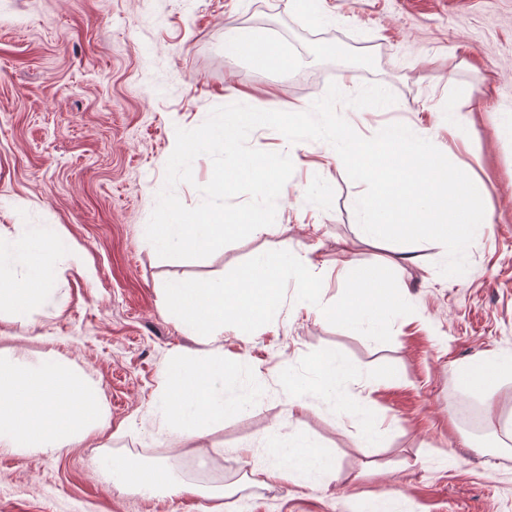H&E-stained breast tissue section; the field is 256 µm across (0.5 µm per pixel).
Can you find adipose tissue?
<instances>
[{
    "instance_id": "1",
    "label": "adipose tissue",
    "mask_w": 512,
    "mask_h": 512,
    "mask_svg": "<svg viewBox=\"0 0 512 512\" xmlns=\"http://www.w3.org/2000/svg\"><path fill=\"white\" fill-rule=\"evenodd\" d=\"M67 245L50 224H26L13 236L0 235V309L24 316L51 291L52 269ZM163 384L151 413L162 434L186 442L204 437L226 414L245 409L249 397L263 393V382L241 365L225 362L223 353L210 357L175 356L162 367ZM353 377L338 357H306L303 372L288 379L291 411L308 409L320 398L335 413L373 433L374 413L361 404L350 383ZM110 425V415L97 385L71 366L44 356L29 361L0 348V451L32 448L52 455ZM253 478L288 480L302 486L327 485L336 479L333 455L315 438L272 434L260 454L250 446ZM95 468L118 490L176 495L189 484L165 467L133 465L111 455L93 460Z\"/></svg>"
}]
</instances>
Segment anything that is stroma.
Masks as SVG:
<instances>
[{"instance_id":"35a3bbf8","label":"stroma","mask_w":512,"mask_h":512,"mask_svg":"<svg viewBox=\"0 0 512 512\" xmlns=\"http://www.w3.org/2000/svg\"><path fill=\"white\" fill-rule=\"evenodd\" d=\"M288 49V70L257 65L242 40ZM348 91L381 83L388 108L337 111L362 137L394 123L433 129L484 185L490 228L468 269L440 275L436 248L359 237L358 188L321 153L300 156L284 186L276 226L204 259L160 258L141 233L164 187L176 128L201 125L242 92L285 104L314 101L329 83ZM468 113L466 141L448 132V111ZM512 0H0V231L54 224L71 252L43 308L0 312V347L50 356L101 387L111 426L55 455L0 452V512H208L183 493L118 491L94 468L106 453L163 464L195 486L230 484L223 512H361L393 498L400 512H512V375L497 379L493 405L466 386L460 366L512 353ZM329 197L302 208L303 187ZM310 249L327 276L326 300L344 281V259L390 268L414 311L378 343L309 312L288 287L274 319L247 334L229 327L216 344L189 334L161 301L166 282L216 279L259 251ZM351 254H343V246ZM220 348L266 383L263 395L189 451L159 434L150 413L171 355ZM333 353L381 434L362 440L350 419L314 405L288 412V378L305 357ZM302 431L336 455L327 486L251 482L238 454L271 430ZM224 456H216V449Z\"/></svg>"}]
</instances>
